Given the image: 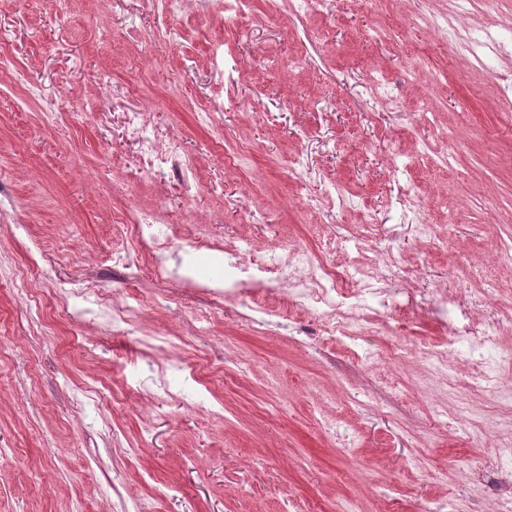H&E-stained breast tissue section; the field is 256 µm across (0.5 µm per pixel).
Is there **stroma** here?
Returning a JSON list of instances; mask_svg holds the SVG:
<instances>
[{
  "mask_svg": "<svg viewBox=\"0 0 512 512\" xmlns=\"http://www.w3.org/2000/svg\"><path fill=\"white\" fill-rule=\"evenodd\" d=\"M0 16V512H490L512 488L492 462L512 423L477 386L493 371L512 393V0H323L301 17L210 0L179 19L154 0H0ZM377 71L396 106L373 99ZM133 112L181 143L192 178L154 174ZM160 195L165 263L197 281L224 280L223 256L182 251L202 229L361 270L382 293L362 298L354 347L312 302L252 324L157 281L117 219ZM442 290L480 291L495 361L422 357L453 323L420 302ZM126 296L140 317L112 328Z\"/></svg>",
  "mask_w": 512,
  "mask_h": 512,
  "instance_id": "stroma-1",
  "label": "stroma"
}]
</instances>
